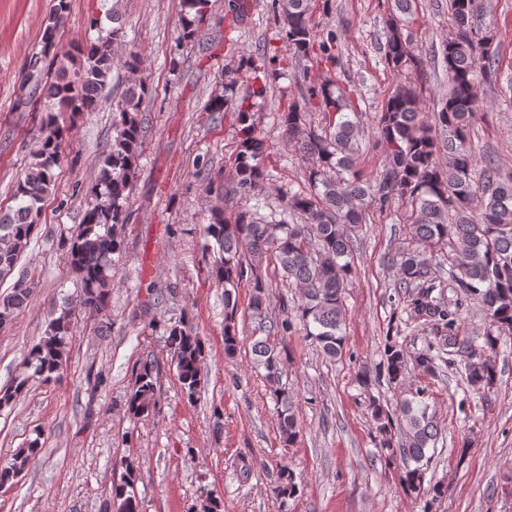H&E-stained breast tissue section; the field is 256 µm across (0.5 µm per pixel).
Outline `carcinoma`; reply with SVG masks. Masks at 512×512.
<instances>
[{"mask_svg": "<svg viewBox=\"0 0 512 512\" xmlns=\"http://www.w3.org/2000/svg\"><path fill=\"white\" fill-rule=\"evenodd\" d=\"M209 0H182L185 26L182 39L195 37L197 25L204 18ZM392 14L383 46L384 62L393 71H400L412 60L411 40L401 27L402 16L413 13V0H391ZM120 0H113L112 39L89 42L80 46L85 56L74 79L44 84L34 103L45 99L59 105V111L92 110L99 105L98 94L114 66L112 46L124 37L119 14ZM67 7L59 0L55 13L44 31L45 44L53 45L60 21ZM275 8L283 19L288 49L297 56L315 55L334 66L336 35L330 33L319 40L310 23L311 0H275ZM480 0H448V14L456 32L443 48V63L448 72L450 92L435 122L449 132L439 142L432 134L422 111L420 96L414 83L398 84L387 98L379 118L378 137L385 144L383 169L372 179H362L355 168V121L352 109L342 92L326 85L307 91L303 105H293L278 115L291 143L308 163L310 192H288L282 196V208L276 219H265L258 206H249L269 183L271 174L263 160L268 153L266 138L250 123L247 99L229 95L216 97L205 106L209 112L237 113L239 122L238 149L235 155V176L232 183L205 190L216 197L240 203L236 213L224 214V206L211 207V221L205 227L204 250L212 255V275L224 286L226 318L235 315L231 290L241 285L249 274L250 309L259 320L258 330L268 334L288 335L290 321L266 324L268 284L260 274L263 259L274 255L283 279L299 288V300L288 306L282 297V309H293L322 352L334 357L343 346L341 325L344 321L343 290L355 274L351 261V238L348 228L363 222L368 209L381 211L401 201L411 207V233L425 247L444 249L439 264L448 265L449 280L459 290L480 302L488 319L482 335L483 345L476 353L474 339L459 335L456 312L433 296L434 264L425 251L403 252L392 260L396 285L413 288L412 305L419 317L442 322L448 331V345L456 348L460 371L468 387L475 392L491 389L497 381L493 353L502 335L512 332V172H504L488 161L479 180L473 179L474 155L469 142L470 127L480 110L475 87L479 72L489 73L496 64L491 51L496 31L475 25ZM279 56L257 55L251 64L252 96L267 92V80L276 74L273 65ZM144 87L129 93L119 106L120 119L113 124L112 145L104 154L92 187L94 200L85 209L79 232L66 251L67 262L79 277V303L90 314L101 315L108 305L115 261L113 255L121 248L120 228L127 223L126 204L131 183L136 175L137 157L144 131L138 119ZM316 109L324 114L325 128L318 133L302 123V110ZM60 126L56 115L45 121L41 148L34 154L24 176L17 180L13 198L17 205L0 211V280L17 275L11 292L0 298V327L7 324L14 312L29 298L31 279L17 270L21 255L38 228V203L51 192L54 167L59 159ZM448 156V169L440 171L437 154ZM299 213L303 224H291L288 215ZM70 307L63 306L52 319L38 342L30 349L25 372L13 384L0 389V408L13 403L28 383H48L56 379L63 366L69 344ZM167 341L176 365L183 393L191 398L201 383L200 362L204 343L185 322L167 328ZM239 345L235 326L224 327V354L235 356ZM257 366L273 388L278 427L283 442L290 444L299 433L293 397L280 385L283 372L281 351L261 338L252 344ZM383 375L396 388L405 385L407 361L393 337L386 339ZM157 402V377L152 362H145L136 373L134 389L128 400V411L134 416L154 409ZM375 421V438L389 459L406 461L399 471L404 489L415 495L435 498L445 489L434 484L424 486L423 460L429 445L436 442L438 425L426 409L414 406V400L401 401L395 413H387L380 404L371 405ZM41 451L39 439L19 449L13 458L0 465V485L17 478L29 461ZM416 466H411V463ZM120 479L112 485V499L105 512H139L135 495L129 491L135 476L131 461L121 463ZM298 485L293 470L281 467L273 494L281 503L295 496Z\"/></svg>", "mask_w": 512, "mask_h": 512, "instance_id": "obj_1", "label": "carcinoma"}]
</instances>
